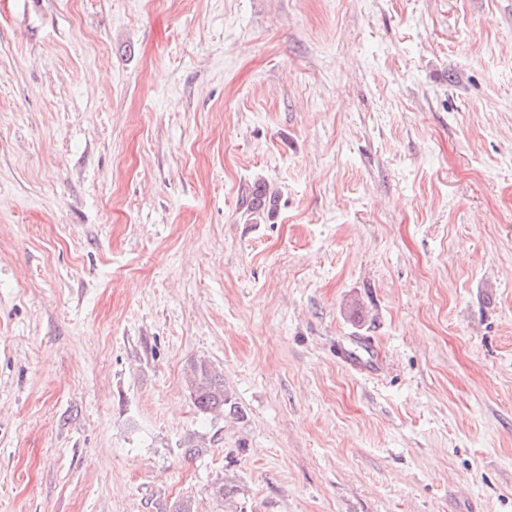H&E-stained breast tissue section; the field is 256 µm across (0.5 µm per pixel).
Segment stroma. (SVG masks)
I'll return each instance as SVG.
<instances>
[{"mask_svg": "<svg viewBox=\"0 0 512 512\" xmlns=\"http://www.w3.org/2000/svg\"><path fill=\"white\" fill-rule=\"evenodd\" d=\"M185 498L512 512V0H0V512ZM278 195L271 192L266 183L257 181L245 192L242 205L249 219L256 224L273 218L277 211ZM191 392L195 407L208 414L231 413L236 406L224 391V379L218 371L207 362L195 363L192 367Z\"/></svg>", "mask_w": 512, "mask_h": 512, "instance_id": "1", "label": "stroma"}]
</instances>
